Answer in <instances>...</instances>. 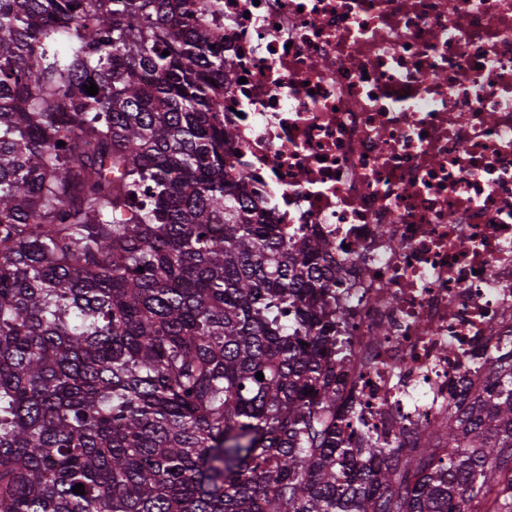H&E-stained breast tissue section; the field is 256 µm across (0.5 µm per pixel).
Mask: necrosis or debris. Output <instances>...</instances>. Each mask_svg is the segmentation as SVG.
Returning a JSON list of instances; mask_svg holds the SVG:
<instances>
[{
    "instance_id": "necrosis-or-debris-1",
    "label": "necrosis or debris",
    "mask_w": 512,
    "mask_h": 512,
    "mask_svg": "<svg viewBox=\"0 0 512 512\" xmlns=\"http://www.w3.org/2000/svg\"><path fill=\"white\" fill-rule=\"evenodd\" d=\"M217 110L285 235L341 268L352 435L438 423L512 345V0H218Z\"/></svg>"
}]
</instances>
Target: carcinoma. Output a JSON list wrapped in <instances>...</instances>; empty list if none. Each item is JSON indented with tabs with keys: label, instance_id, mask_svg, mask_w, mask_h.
Here are the masks:
<instances>
[{
	"label": "carcinoma",
	"instance_id": "cac0c4a2",
	"mask_svg": "<svg viewBox=\"0 0 512 512\" xmlns=\"http://www.w3.org/2000/svg\"><path fill=\"white\" fill-rule=\"evenodd\" d=\"M208 2L0 0V512H512L508 346L343 439L338 268L247 199Z\"/></svg>",
	"mask_w": 512,
	"mask_h": 512
}]
</instances>
